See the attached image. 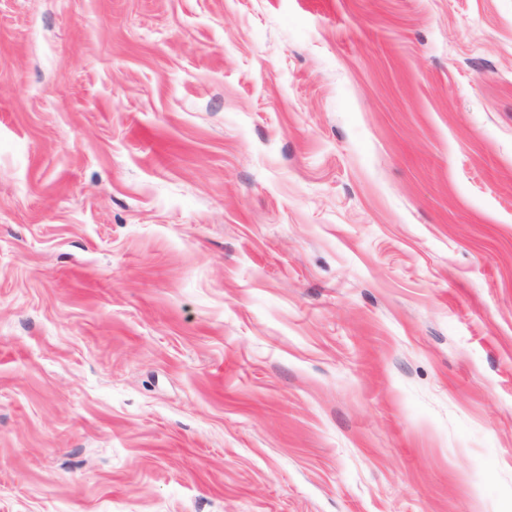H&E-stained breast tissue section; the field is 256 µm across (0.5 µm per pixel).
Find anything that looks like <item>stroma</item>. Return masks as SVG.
<instances>
[{
	"label": "stroma",
	"instance_id": "1",
	"mask_svg": "<svg viewBox=\"0 0 512 512\" xmlns=\"http://www.w3.org/2000/svg\"><path fill=\"white\" fill-rule=\"evenodd\" d=\"M0 512H512V0H0Z\"/></svg>",
	"mask_w": 512,
	"mask_h": 512
}]
</instances>
